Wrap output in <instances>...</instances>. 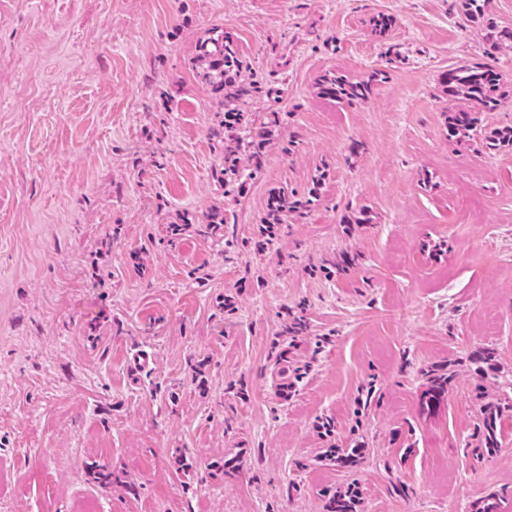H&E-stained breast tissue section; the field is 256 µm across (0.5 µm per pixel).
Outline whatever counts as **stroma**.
I'll use <instances>...</instances> for the list:
<instances>
[{
  "label": "stroma",
  "instance_id": "obj_1",
  "mask_svg": "<svg viewBox=\"0 0 512 512\" xmlns=\"http://www.w3.org/2000/svg\"><path fill=\"white\" fill-rule=\"evenodd\" d=\"M461 17L459 0H0V512H325L348 478L358 512L491 494L512 512V411L496 453L474 428L512 402V148L482 145L512 126V47L487 58ZM219 31L269 90L248 128L274 127L229 197L224 107L192 70ZM486 61L508 94L464 146L440 77ZM375 70L367 100L317 93ZM313 186L264 244L271 190ZM439 365L455 379L427 419ZM355 438L351 474L322 461ZM427 374L425 389L419 399V409L422 416L430 417L437 414L445 403L448 396V386L455 375L446 368H436Z\"/></svg>",
  "mask_w": 512,
  "mask_h": 512
}]
</instances>
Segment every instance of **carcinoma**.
I'll return each instance as SVG.
<instances>
[{
    "label": "carcinoma",
    "instance_id": "carcinoma-1",
    "mask_svg": "<svg viewBox=\"0 0 512 512\" xmlns=\"http://www.w3.org/2000/svg\"><path fill=\"white\" fill-rule=\"evenodd\" d=\"M462 14L466 21L474 22L485 18L488 0H461ZM486 27L493 31L488 37L490 42L487 55L507 43H512V30L497 29L491 24ZM196 78L203 84L223 96L224 126L222 139L224 148V194L229 195L238 189L239 156L249 151L254 167H260L266 141L271 130L263 128L246 142L239 130L244 120L243 108L250 101L265 92V86L256 74L247 72L240 58L237 45L232 37L223 33L209 37L197 46L194 58ZM384 73L372 72L367 79L351 81L343 75H325L319 83V94L336 101L365 100L371 93L372 85L381 80ZM441 86L448 98L458 103V107L448 112V135L460 143L470 139L480 118L477 112L495 110L504 93L500 92V75L489 64H458L442 76ZM483 145L487 149L512 146V127L494 129L485 134ZM319 186H314L303 195L283 188L272 191L268 198L265 232L272 235V229L278 224L288 223L291 215L302 216L310 208L313 198L318 196ZM454 379L452 371L436 368L428 374L425 389L420 395V414L432 416L439 412L448 396V386ZM512 404L487 402L477 415L476 435L480 437L484 450L493 453L499 448L498 425L506 409ZM367 453L365 445L355 441L345 447L332 445L326 449L322 459L337 468H349L357 465ZM359 487L348 482L336 488V492L326 506V512H357L359 506Z\"/></svg>",
    "mask_w": 512,
    "mask_h": 512
}]
</instances>
